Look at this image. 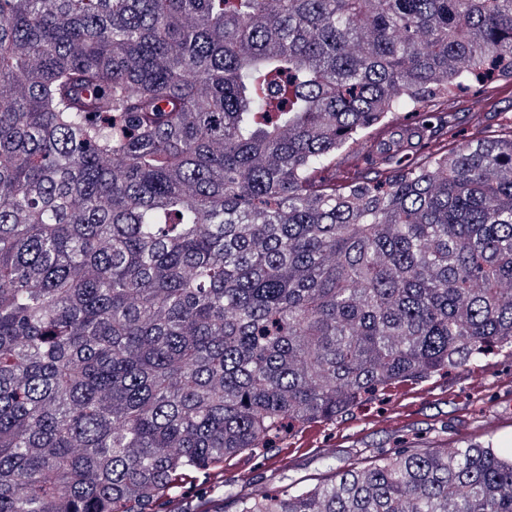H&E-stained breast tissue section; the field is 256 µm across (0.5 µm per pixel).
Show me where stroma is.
Masks as SVG:
<instances>
[{"label": "stroma", "instance_id": "1", "mask_svg": "<svg viewBox=\"0 0 512 512\" xmlns=\"http://www.w3.org/2000/svg\"><path fill=\"white\" fill-rule=\"evenodd\" d=\"M477 92L464 89L425 103V111L450 113L449 147L512 132V79L484 87L489 102L478 120L459 118ZM467 441L512 452V348L475 368L406 382L336 419L228 460L224 469L234 475L230 486L212 484L197 473L174 494L181 512H223L237 493L261 496L287 485H311L405 446L452 448Z\"/></svg>", "mask_w": 512, "mask_h": 512}]
</instances>
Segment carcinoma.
I'll return each mask as SVG.
<instances>
[{"label": "carcinoma", "mask_w": 512, "mask_h": 512, "mask_svg": "<svg viewBox=\"0 0 512 512\" xmlns=\"http://www.w3.org/2000/svg\"><path fill=\"white\" fill-rule=\"evenodd\" d=\"M512 77V0H0V512L183 476L512 347V137L336 152ZM234 512H512V455L399 448ZM368 134L367 132L361 133L357 139L350 142L342 150L336 153V173L345 171L354 156L361 154H368L375 151L376 148L380 149V143H377L378 135ZM376 137V138H375Z\"/></svg>", "instance_id": "carcinoma-1"}]
</instances>
